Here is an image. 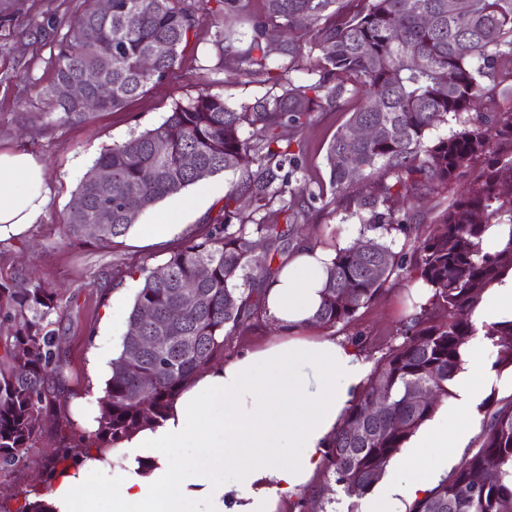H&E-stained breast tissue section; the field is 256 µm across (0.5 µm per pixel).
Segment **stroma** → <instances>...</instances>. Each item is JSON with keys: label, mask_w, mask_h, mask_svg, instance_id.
<instances>
[{"label": "stroma", "mask_w": 512, "mask_h": 512, "mask_svg": "<svg viewBox=\"0 0 512 512\" xmlns=\"http://www.w3.org/2000/svg\"><path fill=\"white\" fill-rule=\"evenodd\" d=\"M90 0H0V149L22 148L45 165L50 200L45 216L25 238L0 241V271L28 270L47 280L58 295L59 309L52 316L53 330L66 362L63 386L77 394L88 411H95L99 383L89 371L94 336L122 342L134 296L140 286L130 269L158 268L170 251L191 231L212 222L224 204L233 181L230 173L209 178L205 193L196 187L185 196L196 204L183 211L179 229L171 239L156 243L143 237V225L154 223L158 212L175 204L169 196L142 213L120 246L114 248L70 245L64 236L63 219L72 192L100 153L131 135L164 122L177 102L201 95L223 96L237 110L271 94L270 85L238 79L233 59L218 61L217 40L228 27L224 19L198 11L189 44L173 73L154 84L123 109L92 114L83 123L63 122L52 114L40 88L53 71L49 64L59 40L65 37ZM241 43H248L246 22L230 25ZM347 111L317 113L303 133L300 178L311 188L329 184L324 156ZM306 220L315 228L317 246L332 250L360 237L361 226L352 206L339 201L306 205ZM411 285L394 281L390 289L348 326L333 328V336L364 332L370 339L365 358L377 364L402 320L409 313ZM57 438L50 435L30 452L26 467L10 475L0 474V495L32 489L39 463Z\"/></svg>", "instance_id": "obj_1"}]
</instances>
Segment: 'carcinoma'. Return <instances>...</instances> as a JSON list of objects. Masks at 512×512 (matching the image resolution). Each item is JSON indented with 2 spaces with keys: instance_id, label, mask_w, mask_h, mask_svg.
<instances>
[{
  "instance_id": "1",
  "label": "carcinoma",
  "mask_w": 512,
  "mask_h": 512,
  "mask_svg": "<svg viewBox=\"0 0 512 512\" xmlns=\"http://www.w3.org/2000/svg\"><path fill=\"white\" fill-rule=\"evenodd\" d=\"M226 18L243 17L251 30L247 47L224 31L218 63L235 59L236 75L259 78L279 93L262 97L239 112L224 97L199 95L179 102L158 127L106 149L73 193L64 219L71 245L114 247L144 211L222 172L239 174L213 222L186 238L162 265L167 277L140 267V288L127 328L159 343L138 359L130 340L110 363V377L98 398L97 428L73 430L45 456L42 489L23 493L15 510L48 512L38 500L57 470L95 446L112 448L136 430L161 420L171 401L198 372L224 358L233 337L264 331L270 322L262 299L246 287L271 278L270 262L315 247L299 223L304 202L321 200L308 183L292 182L299 156L285 131L297 133L315 113L338 111L348 100L357 107L329 143L326 162L332 194L354 202L363 226L357 244L336 250L328 269L322 304L312 326L329 330L348 324L393 280H423L432 288L426 304L402 323L399 341L369 373L347 409L324 458V470L343 496L347 512L380 484L386 466L436 413L463 364L476 328L471 315L484 290L512 271V110L496 108L512 95V0H203ZM195 12L185 0H112V12L94 5L79 16L51 59L53 79L41 89L64 122L81 123L91 113L67 94L84 72L97 70L100 82L87 89L97 109H121L165 79L187 47ZM321 51L308 75L298 81L308 40ZM166 54L146 71L142 59L156 44ZM454 117L460 129L428 141L427 133ZM380 134L367 141L350 137L358 126ZM249 135L243 136L244 127ZM483 167L431 225L415 224L396 208L413 191L448 187L472 162ZM490 224L509 225L502 250L482 251ZM409 249L396 251L395 239ZM263 243L269 264L260 266L254 245ZM208 273L198 278L199 267ZM194 282L198 304L171 322L180 305L179 288ZM57 296L50 284L17 273L0 277V472L25 466L51 412L66 413L62 395L64 361L51 315ZM152 311L154 320L144 321ZM497 349L493 368L512 369V321L485 327ZM152 379L143 391L140 380ZM433 397L412 399L416 388ZM386 410L370 413L374 397ZM481 432L459 465L408 512H512V395L490 393L480 404ZM362 420L367 435L351 433ZM490 465L498 480L482 484ZM332 503L323 492L300 497L289 512H324Z\"/></svg>"
}]
</instances>
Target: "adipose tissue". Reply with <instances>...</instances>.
I'll use <instances>...</instances> for the list:
<instances>
[{
    "label": "adipose tissue",
    "instance_id": "adipose-tissue-1",
    "mask_svg": "<svg viewBox=\"0 0 512 512\" xmlns=\"http://www.w3.org/2000/svg\"><path fill=\"white\" fill-rule=\"evenodd\" d=\"M48 203L43 164L20 149L0 150V240L25 237ZM333 258L323 247L300 251L267 283L266 315L291 337L198 373L164 418L115 445L124 467L109 468L94 448L66 464L45 498L52 512H82L84 494L107 475L112 482L101 492L112 512H277L301 497L371 371L348 339L305 333ZM472 319L479 327L512 321V272L486 290ZM463 360L452 403L389 462L386 489L370 498L368 512H401L447 475L470 441L493 377L476 348Z\"/></svg>",
    "mask_w": 512,
    "mask_h": 512
}]
</instances>
